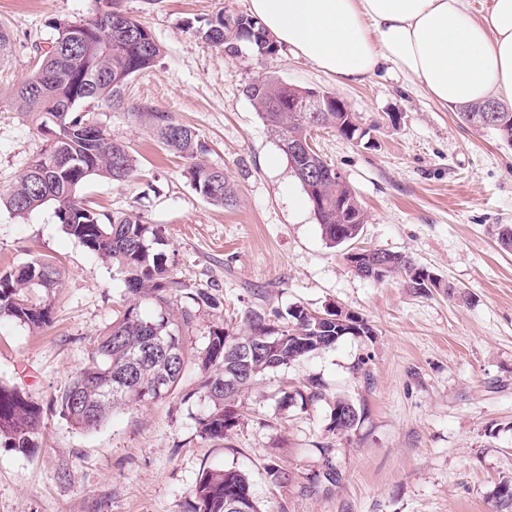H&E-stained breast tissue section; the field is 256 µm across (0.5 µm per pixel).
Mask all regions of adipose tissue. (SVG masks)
Returning <instances> with one entry per match:
<instances>
[{
  "label": "adipose tissue",
  "instance_id": "1",
  "mask_svg": "<svg viewBox=\"0 0 512 512\" xmlns=\"http://www.w3.org/2000/svg\"><path fill=\"white\" fill-rule=\"evenodd\" d=\"M278 44L362 84L393 64L440 105L512 100V0L474 20L466 0H249Z\"/></svg>",
  "mask_w": 512,
  "mask_h": 512
}]
</instances>
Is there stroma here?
I'll use <instances>...</instances> for the list:
<instances>
[{"label": "stroma", "instance_id": "stroma-1", "mask_svg": "<svg viewBox=\"0 0 512 512\" xmlns=\"http://www.w3.org/2000/svg\"><path fill=\"white\" fill-rule=\"evenodd\" d=\"M103 0H0V24L13 54L0 64V187L47 146L18 112L15 86L36 69L59 22L95 18ZM151 32L159 60L130 78L125 105L94 101L81 111L136 160L133 181L95 177L78 191L86 207L134 214L159 229L174 277L188 290L184 332L204 353L218 326L241 333L249 310L322 313L339 306L366 319L371 335L266 372L239 399V421L221 440L202 437L209 404L185 373L163 400L113 411L83 431L57 400L121 310L120 276L65 234L53 206L18 217L0 206V270L36 255L55 260L62 286L50 297L52 322L32 331L0 320V382L43 408L34 454L0 448V512H188L202 471L245 472L261 512H512L497 490L512 484V253L497 225L512 224V146L464 122L386 64L362 85L335 78L288 48L271 57L229 58L193 29L217 15L247 12L248 0H120ZM326 90L345 101L366 129L351 142L313 130L317 152L355 189L367 214L357 243L405 253L454 286L413 294L401 279L356 275L343 250L326 244L302 185L244 86L258 73ZM168 112L204 140L210 164L235 180L239 203L209 204L186 165L155 138L144 108ZM218 295L220 309L195 308L190 292ZM325 397L285 406L309 380ZM363 411L347 434L333 431L336 396ZM336 484L316 481L325 464Z\"/></svg>", "mask_w": 512, "mask_h": 512}]
</instances>
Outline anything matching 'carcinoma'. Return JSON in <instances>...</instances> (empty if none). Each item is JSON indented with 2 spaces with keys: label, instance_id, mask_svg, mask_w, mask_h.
I'll list each match as a JSON object with an SVG mask.
<instances>
[{
  "label": "carcinoma",
  "instance_id": "obj_1",
  "mask_svg": "<svg viewBox=\"0 0 512 512\" xmlns=\"http://www.w3.org/2000/svg\"><path fill=\"white\" fill-rule=\"evenodd\" d=\"M55 30L37 70L13 93L17 110L49 135L48 146L35 158L43 175L36 176L26 167L12 186L0 192V202L18 216L53 204L63 231L121 274L128 292L123 309L59 397L60 414L77 428L93 430L118 405L166 398L194 365L198 369L196 392L212 405L199 421L200 433L222 440L238 422L237 398L259 375L328 349L349 332L337 328L335 314L319 321L300 305L292 307L286 318L277 314L272 319L249 310L245 313L247 331L239 341L251 343L250 351L241 350L234 340H224V329L217 327L210 333L203 357L188 355L183 330L192 322V311L183 310L177 316L171 310L184 286L171 274L159 232L137 217L92 211L77 196L92 177L124 184L136 168L126 145L76 107L85 101L101 102L111 109L124 107L125 84L152 67L162 48L142 24L126 14L116 17L110 10L95 20L61 23ZM194 34L223 48L230 57L238 56L244 43L259 57L279 51L266 29L248 14L219 15L195 28ZM244 92L279 137L285 154L288 144L307 139L314 128L334 129L350 141L359 134V128L347 122L348 116L331 105L313 121L288 111V98L301 88L275 75L253 78ZM145 116L163 146L188 162L191 183L200 195L216 206L238 204L233 180L206 162L208 146L193 129L156 109L145 110ZM496 124L494 131L512 145V112L501 113ZM317 199L313 212L322 236L333 247L343 245L336 240L337 230L355 231L366 222L357 193L348 183L338 185L329 177L322 178ZM384 258L391 263L387 278H402L415 294L432 292L434 284L425 278L427 269L409 256L387 251ZM60 286V268L46 257L0 271V318L31 329L49 325L50 304L32 302L29 293L41 291L49 296ZM146 302L153 304V311L142 310ZM322 397L323 385L311 380L305 392H296L289 401L293 405L298 398L305 407ZM335 406L349 409L350 417L342 427L347 433L352 431L360 422L356 405L339 396ZM41 424V405L19 388L0 382V447L32 453L38 447ZM191 506V512H239L241 508L259 512L249 478L234 468L203 471Z\"/></svg>",
  "mask_w": 512,
  "mask_h": 512
}]
</instances>
